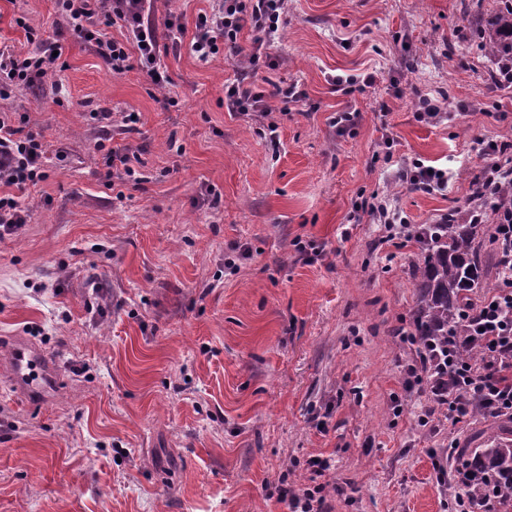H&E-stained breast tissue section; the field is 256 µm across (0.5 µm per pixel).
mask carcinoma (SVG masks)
<instances>
[{
	"instance_id": "1",
	"label": "carcinoma",
	"mask_w": 512,
	"mask_h": 512,
	"mask_svg": "<svg viewBox=\"0 0 512 512\" xmlns=\"http://www.w3.org/2000/svg\"><path fill=\"white\" fill-rule=\"evenodd\" d=\"M484 37L493 55L504 39H512V7L499 9ZM421 230V256L411 272L417 295L413 335L418 348L432 349L443 359L448 337L462 329L460 309L472 302L476 290L501 277V271L494 250L482 248V225L425 224ZM458 457L467 458L470 470L491 478L471 484L475 502L490 503L486 512L512 507V420L499 419L494 432Z\"/></svg>"
}]
</instances>
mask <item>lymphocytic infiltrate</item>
I'll list each match as a JSON object with an SVG mask.
<instances>
[{
  "mask_svg": "<svg viewBox=\"0 0 512 512\" xmlns=\"http://www.w3.org/2000/svg\"><path fill=\"white\" fill-rule=\"evenodd\" d=\"M57 34H70L86 44L113 73L129 67L130 51H137L139 67L156 87H163L167 77L160 69L158 35L149 19V0H56ZM287 0H217L211 11L201 14L191 41H183L182 27L176 19L166 24V37L173 51L188 47L202 63L217 54L225 58H244L251 71L271 65L269 47L279 36ZM123 29V39L108 37L107 28ZM253 35L250 48L240 43L242 31ZM58 44L40 39L37 48L21 54L0 49V99L11 97L18 87H32L55 75L58 68ZM224 105L240 115L266 118L272 107L268 97L254 82L239 79L224 86ZM12 113H0V182L25 189L45 178L44 164L48 147L40 133L18 135ZM267 130H274L268 122ZM481 172L471 185L467 218L473 224L489 225L496 255L508 276L493 294L479 306L465 312V337L452 336L449 348L468 340L480 352L478 363H453L436 370L432 356L422 354L405 364L404 375L411 385L429 384L436 404L447 406L456 419L470 414V399H478L487 415L512 416V142L481 141ZM397 161V160H396ZM395 178L425 193H442L448 189L447 170L429 169L420 159L397 161ZM354 218L369 216L383 225L387 240L411 238L412 226L406 216L392 208L388 197L372 195L355 203ZM330 468L327 458L314 456L307 469L315 485L296 490L282 489L279 499L288 512H323L324 490L319 478Z\"/></svg>",
  "mask_w": 512,
  "mask_h": 512,
  "instance_id": "1",
  "label": "lymphocytic infiltrate"
}]
</instances>
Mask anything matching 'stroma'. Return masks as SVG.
Segmentation results:
<instances>
[{
  "mask_svg": "<svg viewBox=\"0 0 512 512\" xmlns=\"http://www.w3.org/2000/svg\"><path fill=\"white\" fill-rule=\"evenodd\" d=\"M500 4L288 0L278 64L253 75L307 93L274 112L275 149L255 118L224 107L243 60L161 53L159 90L61 39L54 79L0 103L63 155L17 192L31 219L0 238V341L28 337L59 380L30 406L0 364V512H286L273 492L306 483L312 456L331 461L326 512H448L453 491L434 471L479 425L405 384L420 247L383 242L381 225L349 215L374 192L414 224L467 201L478 141L512 137V92L493 86V57L462 51L456 34L487 29ZM211 8L154 0L157 32L173 17L191 41ZM54 21L55 0H0V47L27 51L28 27L49 37ZM373 70L371 88L335 85ZM424 94L449 119L418 121ZM347 105L359 120L341 134L331 118ZM100 108L137 113L109 130L139 154L135 176L94 150ZM386 135L395 159L448 169L447 192L396 182L378 155ZM90 278L105 292L93 307Z\"/></svg>",
  "mask_w": 512,
  "mask_h": 512,
  "instance_id": "1",
  "label": "stroma"
}]
</instances>
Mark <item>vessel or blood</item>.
Returning a JSON list of instances; mask_svg holds the SVG:
<instances>
[{"instance_id":"obj_1","label":"vessel or blood","mask_w":512,"mask_h":512,"mask_svg":"<svg viewBox=\"0 0 512 512\" xmlns=\"http://www.w3.org/2000/svg\"><path fill=\"white\" fill-rule=\"evenodd\" d=\"M12 375L13 384L30 404L37 405L47 396L54 383L48 356L22 336L13 337L0 348Z\"/></svg>"}]
</instances>
